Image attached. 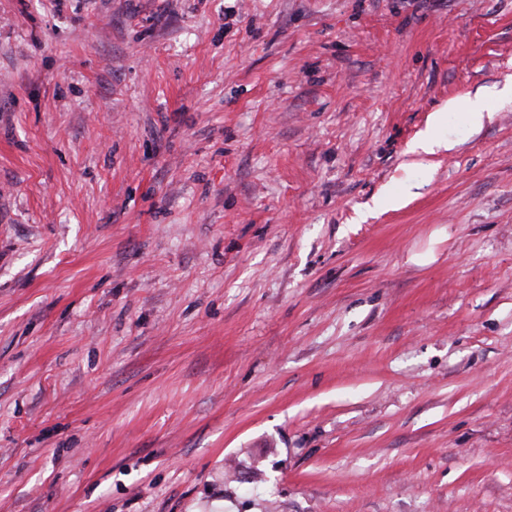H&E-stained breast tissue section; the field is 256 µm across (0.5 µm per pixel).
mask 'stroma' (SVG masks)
Wrapping results in <instances>:
<instances>
[{
  "label": "stroma",
  "instance_id": "stroma-1",
  "mask_svg": "<svg viewBox=\"0 0 512 512\" xmlns=\"http://www.w3.org/2000/svg\"><path fill=\"white\" fill-rule=\"evenodd\" d=\"M511 86L512 0H0V512H512ZM445 112H435L427 129L421 133L418 141L413 145L411 153L416 154H434L441 149H451L452 145L441 139L436 130L445 120Z\"/></svg>",
  "mask_w": 512,
  "mask_h": 512
}]
</instances>
